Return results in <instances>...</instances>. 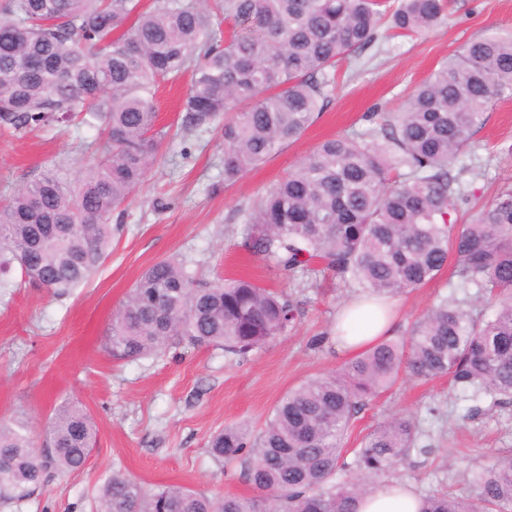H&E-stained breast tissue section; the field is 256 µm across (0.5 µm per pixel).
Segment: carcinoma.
I'll return each mask as SVG.
<instances>
[{
	"instance_id": "obj_1",
	"label": "carcinoma",
	"mask_w": 512,
	"mask_h": 512,
	"mask_svg": "<svg viewBox=\"0 0 512 512\" xmlns=\"http://www.w3.org/2000/svg\"><path fill=\"white\" fill-rule=\"evenodd\" d=\"M448 0H4L0 11V125L14 130L75 119L100 124L97 157L72 180L47 168L0 207V272L18 266L63 295L108 256L112 213L146 179L169 132L157 126L159 85L187 71L180 129L224 120V184L298 140L329 102L336 64L377 43L382 23L401 35L431 31ZM512 97V36L465 44L400 112L313 148L243 215L244 246L290 278L321 272L368 298L429 283L456 260L462 288L493 303L475 316L439 299L404 340L384 339L336 372L290 389L255 433L226 426L209 440L218 463L238 460L258 494L210 496L147 489L112 472L96 512H357L376 479L417 441L414 418L387 417L347 459L355 414L402 373L448 376L477 397L512 401V186L458 223L470 167H456L492 104ZM296 319L291 296L239 278L200 284L183 262L162 260L112 316V356L222 346L245 357ZM97 435L79 404L56 408L43 442L27 421H0V497L24 498L48 475L82 470ZM475 494L434 491L420 512H512V455L473 477Z\"/></svg>"
}]
</instances>
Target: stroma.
<instances>
[{"instance_id": "obj_1", "label": "stroma", "mask_w": 512, "mask_h": 512, "mask_svg": "<svg viewBox=\"0 0 512 512\" xmlns=\"http://www.w3.org/2000/svg\"><path fill=\"white\" fill-rule=\"evenodd\" d=\"M492 31L512 32V0H452L443 26L413 37L380 27L373 48L356 62L338 64L330 102L303 136L237 183H224L220 124L165 140L161 160L122 211L113 213L112 253L87 282L58 296L29 284L19 269L1 273L0 420L29 421L38 443L54 409L74 401L91 414L98 436L82 471L51 474L22 500L0 499V512H95L98 492L116 469L149 488L254 495L243 466L216 463L208 440L231 425L262 428L290 388L347 361L334 339L336 313L356 290L318 275L292 280L267 267L243 245L247 228L239 210L256 205L319 142L367 128V113L399 111L441 62ZM98 135V128L64 123L0 129V204L46 167L77 175L89 160L84 145ZM461 162L485 172L469 184L478 199L512 184V100L492 105ZM172 256L202 283L248 277L293 295L300 313L285 335L243 359L217 346L112 357L105 339L113 311L148 267ZM456 282L450 264L427 285L396 296L392 338L408 336L449 294L483 312L474 289ZM317 336L322 344H314ZM400 412L413 415L419 426L418 448L404 476L418 495H473L478 466L512 453V403L471 399L450 389L444 376L402 377L355 415L347 447H360L379 422Z\"/></svg>"}]
</instances>
